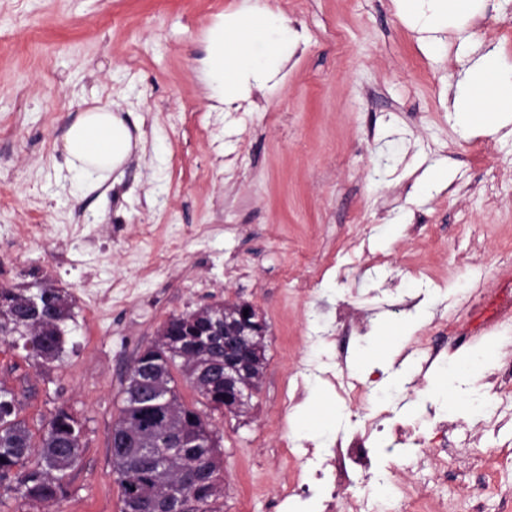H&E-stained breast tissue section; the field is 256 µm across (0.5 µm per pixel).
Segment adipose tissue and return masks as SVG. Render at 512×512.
Returning a JSON list of instances; mask_svg holds the SVG:
<instances>
[{
  "label": "adipose tissue",
  "mask_w": 512,
  "mask_h": 512,
  "mask_svg": "<svg viewBox=\"0 0 512 512\" xmlns=\"http://www.w3.org/2000/svg\"><path fill=\"white\" fill-rule=\"evenodd\" d=\"M475 2L400 0L405 16L421 33H438L455 25L474 12ZM288 40L282 17L269 9L242 12L220 21L208 36L203 70L210 98L229 110L250 87H263L275 75ZM486 77L492 80L487 98L458 97L453 102L455 121L466 131H474L476 113H485V125L492 128L497 116L512 112V68L501 67L495 51L472 59L458 85L468 88ZM132 150V136L124 120L110 107L93 106L79 115L64 135V167L79 193L86 195L108 184Z\"/></svg>",
  "instance_id": "ef3b65f1"
}]
</instances>
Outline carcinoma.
Masks as SVG:
<instances>
[{"instance_id": "carcinoma-1", "label": "carcinoma", "mask_w": 512, "mask_h": 512, "mask_svg": "<svg viewBox=\"0 0 512 512\" xmlns=\"http://www.w3.org/2000/svg\"><path fill=\"white\" fill-rule=\"evenodd\" d=\"M71 319L67 298L55 288L30 293L6 289L0 297V339L22 347L27 357L49 364L60 359L66 342V322ZM180 366L184 374L190 365L170 354L153 363L157 391L172 395L174 408L157 412L143 400L125 396L116 425L127 430V448L112 455V469L120 488L121 512H219L213 503L223 496L224 487L213 482L222 471L220 448H207L194 442L199 411L180 401L171 369ZM168 431L184 433L188 448L181 457L170 460L157 444ZM82 431L67 409L60 407L47 421L39 446L32 444L26 425L16 419L15 398L0 387V486L17 492L30 502L50 503L67 496L66 471L78 461ZM38 452L39 464L23 468V461ZM181 484L176 498L168 496L171 487Z\"/></svg>"}]
</instances>
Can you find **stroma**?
<instances>
[{"mask_svg": "<svg viewBox=\"0 0 512 512\" xmlns=\"http://www.w3.org/2000/svg\"><path fill=\"white\" fill-rule=\"evenodd\" d=\"M263 9L296 44L239 109L215 107L201 81L207 33ZM438 38L424 49L397 0H0V285H50L73 315L60 361L0 340V387L33 440L63 407L85 446L64 499L32 506L1 488L0 512H120L109 436L128 367L170 316L236 300L265 317L266 362L246 414L207 415L221 512H289L279 486L292 474L277 454L303 436L284 376L315 366L329 376L306 379L305 395L342 412L340 434L367 433L372 475L427 485L435 472L414 449L386 450L394 424L432 433L421 337L444 360L512 359V311L473 329L476 301L512 295V122L465 135L446 108L466 57L492 49L512 67V0H480ZM96 102L138 144L114 188L82 197L63 136ZM443 171L437 189L417 190ZM491 174L495 208L482 191ZM345 305L365 335L337 320ZM384 327L402 330L412 370L388 402L349 403L340 383L383 382ZM491 376L473 384L486 411L462 397L448 408L458 463L441 489L453 512L468 510L477 449L512 451V400Z\"/></svg>", "mask_w": 512, "mask_h": 512, "instance_id": "35a3bbf8", "label": "stroma"}]
</instances>
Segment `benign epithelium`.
Listing matches in <instances>:
<instances>
[{
  "label": "benign epithelium",
  "instance_id": "7a95c632",
  "mask_svg": "<svg viewBox=\"0 0 512 512\" xmlns=\"http://www.w3.org/2000/svg\"><path fill=\"white\" fill-rule=\"evenodd\" d=\"M248 315H243V312ZM181 336L171 337L161 329L154 344L135 357L127 374L133 388L139 392L156 386L153 374L145 368L143 359L152 352L175 353L197 363L207 354L204 336L224 337V397L211 403L224 413L245 412L250 398L261 380L267 324L262 312L246 301L226 302L206 306L175 316Z\"/></svg>",
  "mask_w": 512,
  "mask_h": 512
}]
</instances>
